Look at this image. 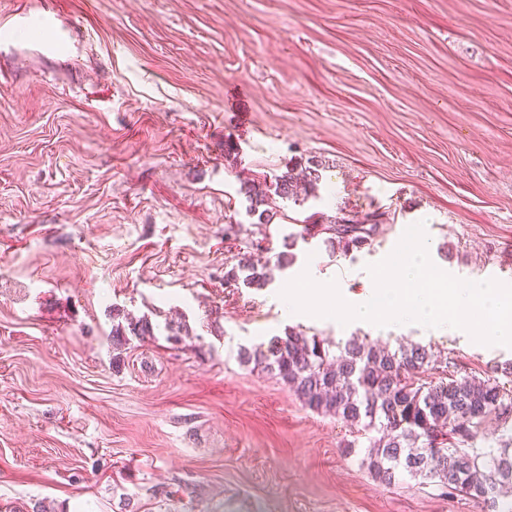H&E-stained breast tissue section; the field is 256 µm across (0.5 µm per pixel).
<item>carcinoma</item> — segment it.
Returning <instances> with one entry per match:
<instances>
[{"instance_id":"cac0c4a2","label":"carcinoma","mask_w":512,"mask_h":512,"mask_svg":"<svg viewBox=\"0 0 512 512\" xmlns=\"http://www.w3.org/2000/svg\"><path fill=\"white\" fill-rule=\"evenodd\" d=\"M324 168L321 158H308L301 193L290 169L269 181L243 182L246 213L260 226L274 223L279 210L269 208V200L277 197L299 205L317 197ZM347 220L336 214L320 224L319 232L334 253L360 251L380 234L377 224ZM307 233L305 226L303 232L289 234L288 250L273 263L241 257L224 272V284L267 287L275 273L294 264L292 249ZM152 335L148 317L113 309L112 348L128 344L131 336ZM431 358L419 343L391 352L357 337L334 342L295 328L266 345L238 352L242 365L271 374L311 411L333 416L359 432H381L365 460L379 483L390 486L407 474L435 483L450 497L482 503L486 512H512V501L499 499L497 492V487L512 484V390L498 378H512V362L494 366L493 374L482 378L434 382L425 377Z\"/></svg>"}]
</instances>
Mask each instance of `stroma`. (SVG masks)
Listing matches in <instances>:
<instances>
[{"mask_svg": "<svg viewBox=\"0 0 512 512\" xmlns=\"http://www.w3.org/2000/svg\"><path fill=\"white\" fill-rule=\"evenodd\" d=\"M27 2L0 0V506L481 512L378 484L367 436L237 353L290 326L420 343L463 375L512 361L420 325L288 317L279 296L305 270L364 293L419 221L437 267L512 284V0H47L79 39L51 55L38 19L9 26ZM312 156L318 199L259 230L242 182ZM340 211L385 214L371 248L316 234L264 290L225 287ZM116 308L155 326L117 364Z\"/></svg>", "mask_w": 512, "mask_h": 512, "instance_id": "stroma-1", "label": "stroma"}]
</instances>
